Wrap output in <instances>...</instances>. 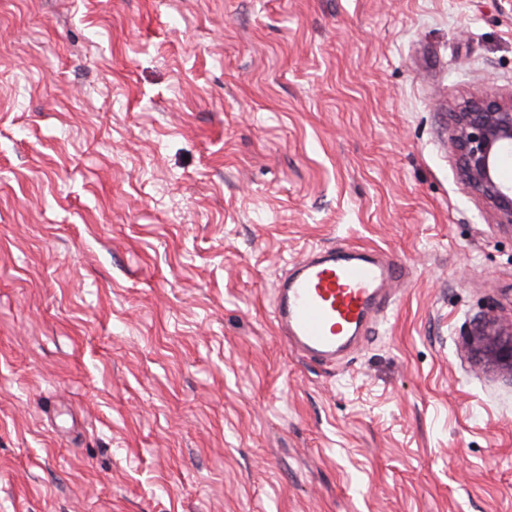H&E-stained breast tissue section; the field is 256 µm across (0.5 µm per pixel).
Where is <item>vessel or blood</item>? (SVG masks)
Returning a JSON list of instances; mask_svg holds the SVG:
<instances>
[{"label":"vessel or blood","mask_w":512,"mask_h":512,"mask_svg":"<svg viewBox=\"0 0 512 512\" xmlns=\"http://www.w3.org/2000/svg\"><path fill=\"white\" fill-rule=\"evenodd\" d=\"M396 262L359 248H333L295 262L274 288V323L288 345L323 362L360 342L385 298L386 284L397 281Z\"/></svg>","instance_id":"obj_1"}]
</instances>
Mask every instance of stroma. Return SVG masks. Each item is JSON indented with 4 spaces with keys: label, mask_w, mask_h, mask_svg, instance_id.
<instances>
[{
    "label": "stroma",
    "mask_w": 512,
    "mask_h": 512,
    "mask_svg": "<svg viewBox=\"0 0 512 512\" xmlns=\"http://www.w3.org/2000/svg\"><path fill=\"white\" fill-rule=\"evenodd\" d=\"M512 0H0V512H512V228L449 114ZM404 268L335 362L271 309ZM336 248L321 249L294 263L274 288V323L294 351L322 362L365 336L385 285L397 281L392 260Z\"/></svg>",
    "instance_id": "1"
}]
</instances>
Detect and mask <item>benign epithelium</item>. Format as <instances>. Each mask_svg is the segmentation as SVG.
<instances>
[{"label": "benign epithelium", "instance_id": "1", "mask_svg": "<svg viewBox=\"0 0 512 512\" xmlns=\"http://www.w3.org/2000/svg\"><path fill=\"white\" fill-rule=\"evenodd\" d=\"M451 144L466 182L495 211L500 224H512V183L502 180L500 168L512 155V96L505 100L486 93L460 104L451 114ZM508 331L497 344V357L512 366V321L499 325L495 335Z\"/></svg>", "mask_w": 512, "mask_h": 512}]
</instances>
